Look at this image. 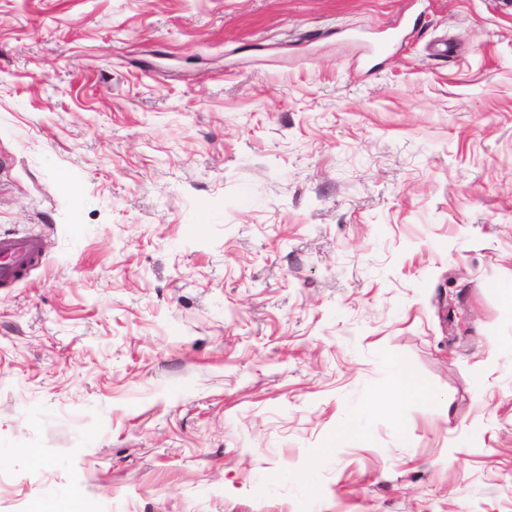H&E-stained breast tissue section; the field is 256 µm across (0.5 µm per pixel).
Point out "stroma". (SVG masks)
<instances>
[{
	"label": "stroma",
	"instance_id": "1",
	"mask_svg": "<svg viewBox=\"0 0 512 512\" xmlns=\"http://www.w3.org/2000/svg\"><path fill=\"white\" fill-rule=\"evenodd\" d=\"M18 233L0 512H512V0H0ZM42 256V243L37 237L25 234L0 237V285L21 280ZM392 389L394 394L403 402L428 399L426 389L411 379L403 369H400L394 379ZM368 438L367 433L364 429H362L359 424L358 420L356 418L351 419L348 424L340 429L336 436L331 438L325 446L324 450L325 452L331 451L334 447L336 442L339 443H362L365 442Z\"/></svg>",
	"mask_w": 512,
	"mask_h": 512
}]
</instances>
